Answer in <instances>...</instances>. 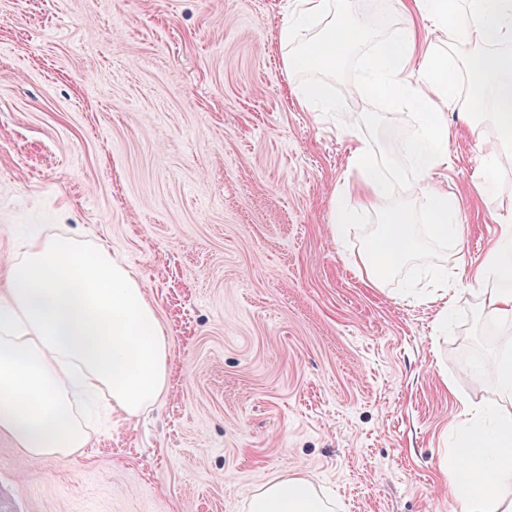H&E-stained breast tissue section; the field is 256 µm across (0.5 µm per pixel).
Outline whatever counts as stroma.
Wrapping results in <instances>:
<instances>
[{"label":"stroma","mask_w":512,"mask_h":512,"mask_svg":"<svg viewBox=\"0 0 512 512\" xmlns=\"http://www.w3.org/2000/svg\"><path fill=\"white\" fill-rule=\"evenodd\" d=\"M297 0H0V263L79 231L133 270L170 343L168 385L71 455L25 462L0 434V512H247L305 477L334 512H463L470 405L512 320L367 284L333 200L370 105L352 80L328 117L300 103L279 32ZM436 185L460 204L443 257L484 261L512 211V165L457 113Z\"/></svg>","instance_id":"1"}]
</instances>
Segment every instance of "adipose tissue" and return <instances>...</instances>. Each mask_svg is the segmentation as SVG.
Listing matches in <instances>:
<instances>
[{"instance_id":"1","label":"adipose tissue","mask_w":512,"mask_h":512,"mask_svg":"<svg viewBox=\"0 0 512 512\" xmlns=\"http://www.w3.org/2000/svg\"><path fill=\"white\" fill-rule=\"evenodd\" d=\"M433 31L449 33L460 49L448 63L433 49L419 51L416 32L383 42L370 57L369 81L394 104L423 113V132L403 143L417 189L427 202L430 236L458 238L457 203L431 183L447 165L444 114L453 111L477 128L488 155L512 161L505 133L512 129V0H414ZM464 75L467 91L456 90ZM389 227L371 237L355 265L369 281L399 265L419 247L410 228L414 211L394 209ZM498 287H486L488 278ZM466 290L480 294L492 319L512 318V214L502 217L499 237ZM169 346L155 309L135 273L110 250L74 233L48 234L19 244L0 274V433L12 438L28 461L67 455L87 447L86 406L134 418L156 403L168 380ZM470 461L451 470L448 490L466 512H512V418L496 430L469 428ZM249 512H330L313 483L275 478L252 498Z\"/></svg>"}]
</instances>
